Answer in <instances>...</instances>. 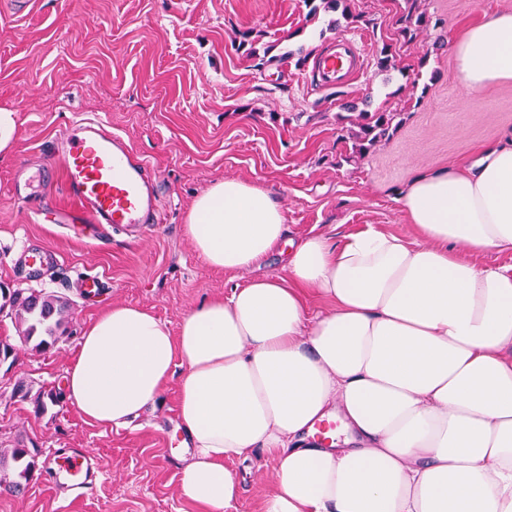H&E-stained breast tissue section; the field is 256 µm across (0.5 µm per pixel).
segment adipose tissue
Instances as JSON below:
<instances>
[{"label": "adipose tissue", "mask_w": 512, "mask_h": 512, "mask_svg": "<svg viewBox=\"0 0 512 512\" xmlns=\"http://www.w3.org/2000/svg\"><path fill=\"white\" fill-rule=\"evenodd\" d=\"M453 55L469 91L512 82V12L467 29ZM401 206L417 240L370 227L339 245L321 234L290 245L262 187L214 182L185 232L209 267L244 283L175 331L112 305L66 369L71 403L89 424L124 429L182 367L192 457L176 488L200 512H233L227 464L257 450L278 485L261 512H512V271L473 260L512 250V131L419 174ZM280 249L281 275L255 276ZM311 294L323 310L310 311ZM334 418L342 448L316 436Z\"/></svg>", "instance_id": "obj_1"}]
</instances>
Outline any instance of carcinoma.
Instances as JSON below:
<instances>
[{"label":"carcinoma","mask_w":512,"mask_h":512,"mask_svg":"<svg viewBox=\"0 0 512 512\" xmlns=\"http://www.w3.org/2000/svg\"><path fill=\"white\" fill-rule=\"evenodd\" d=\"M401 36L412 40L417 30L428 24L426 12L418 0H405V9L397 19ZM398 112H361L352 120V155L361 157L379 142L390 138L400 124ZM69 304L63 297L43 289L27 293L20 289L0 288V312L8 309L22 339L32 344V349L44 352L57 344L68 328ZM37 450L26 448L19 440L11 448H0V469L13 462L21 467L19 477L27 480L35 470Z\"/></svg>","instance_id":"carcinoma-1"}]
</instances>
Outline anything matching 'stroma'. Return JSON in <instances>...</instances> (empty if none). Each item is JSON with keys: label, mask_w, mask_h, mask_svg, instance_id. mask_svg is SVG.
<instances>
[{"label": "stroma", "mask_w": 512, "mask_h": 512, "mask_svg": "<svg viewBox=\"0 0 512 512\" xmlns=\"http://www.w3.org/2000/svg\"><path fill=\"white\" fill-rule=\"evenodd\" d=\"M341 11L310 15L304 0H36L0 27V108L17 116L18 134L0 153V288L24 282L11 269L22 240L56 249L61 269L36 282L68 300V335L46 352L25 345L13 319L0 315V341L15 347L0 365V448L17 440L40 450L23 493L6 491L16 468L0 471V512H196L176 492L177 471L191 455L177 427L178 379L156 407L126 429L86 423L65 396V370L84 329L115 303L154 312L170 328L196 305L228 298L237 280L210 268L184 231L192 199L214 182L238 178L266 188L281 205L289 235L341 242L372 227L407 239L399 197L417 173L473 159L512 130V82L467 91L456 75L452 42L512 0H422L430 18L414 41L396 20L403 0H347ZM251 31L253 46L241 45ZM346 36L362 40L367 67L355 83L317 90L312 61ZM390 46V67L376 58ZM280 63L264 67L259 52ZM351 113L387 110L403 122L388 140L352 157ZM101 118L122 134L164 179L162 222L134 241L120 232L95 238L91 225L60 223L72 201L63 182L48 185L34 209L12 196L17 167L51 160L55 138L76 116ZM104 278L92 300L69 276ZM60 397L44 414L14 394L18 382ZM87 448L100 472L97 487L75 498L50 462ZM241 493L234 512H260L276 488L272 469L231 463Z\"/></svg>", "instance_id": "35a3bbf8"}]
</instances>
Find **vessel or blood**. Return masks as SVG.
<instances>
[{"label":"vessel or blood","instance_id":"b4317fda","mask_svg":"<svg viewBox=\"0 0 512 512\" xmlns=\"http://www.w3.org/2000/svg\"><path fill=\"white\" fill-rule=\"evenodd\" d=\"M363 65L361 48L342 37L316 62L317 86L328 88L354 81ZM65 188L77 204L79 219L90 224L123 229L133 238L144 236L158 224V180L145 160L136 156L119 134L107 131L101 121L81 119L68 124L56 144ZM44 164L37 175L20 167L14 178V200L24 208L39 201V183L47 182L53 169ZM18 264L26 281L42 280L60 264L59 253L48 247L24 249ZM93 455L85 448L72 450L56 460L72 489L84 494L94 471Z\"/></svg>","mask_w":512,"mask_h":512}]
</instances>
